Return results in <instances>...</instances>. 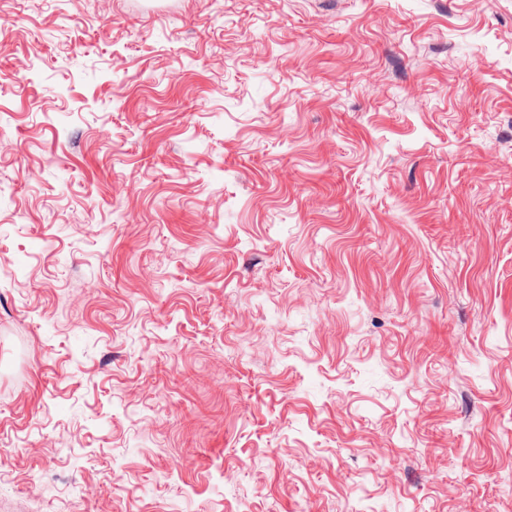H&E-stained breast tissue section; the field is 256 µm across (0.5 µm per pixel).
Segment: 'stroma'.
<instances>
[{"instance_id": "obj_1", "label": "stroma", "mask_w": 512, "mask_h": 512, "mask_svg": "<svg viewBox=\"0 0 512 512\" xmlns=\"http://www.w3.org/2000/svg\"><path fill=\"white\" fill-rule=\"evenodd\" d=\"M0 44V512H512V0Z\"/></svg>"}]
</instances>
